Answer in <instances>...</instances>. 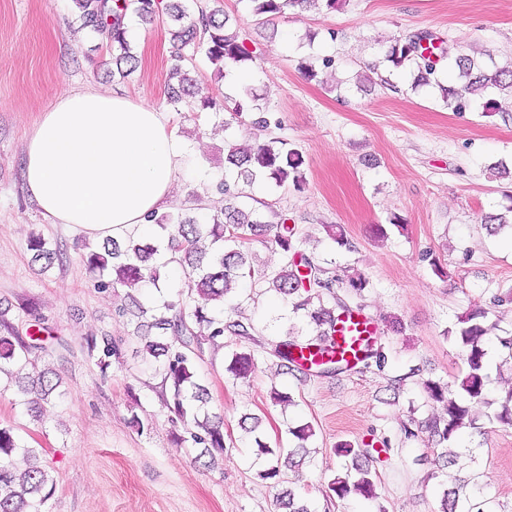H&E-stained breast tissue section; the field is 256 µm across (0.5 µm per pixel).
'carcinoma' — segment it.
Wrapping results in <instances>:
<instances>
[{
    "mask_svg": "<svg viewBox=\"0 0 512 512\" xmlns=\"http://www.w3.org/2000/svg\"><path fill=\"white\" fill-rule=\"evenodd\" d=\"M256 16L281 14L286 7L303 4L307 7H324L334 11L341 0H247ZM82 11L84 27L98 34H106L110 40L117 72L125 77L137 66L138 60L131 53L125 19L133 14L150 22L159 12V0H74ZM166 14L176 22L171 30V41L175 47L172 71L181 72L182 62L198 53L205 55L219 75L253 59L252 51L238 34L226 32L227 18L219 11L203 13L194 20L188 19L182 0H168ZM489 60H479L467 53H458L448 61L444 41L429 31H421L398 39L384 52V60L395 68L409 66L416 71L413 88L436 85L443 92L445 105L456 112H463L471 104L472 97L485 98L483 111L491 113L497 102L491 95L499 90L512 92V66H500L490 60L492 53L483 51ZM251 102L250 111L255 113L250 126L263 132L271 124L268 111L256 103L252 89H244ZM303 159L288 142L280 138H269L249 150L237 148L225 156V169L236 174V180L224 182V208L209 214L204 221L176 214L151 215V221L164 231L163 238L151 243L132 235L123 240L109 239L102 248L87 246L82 261L95 276V286L114 293L121 288L156 285L160 270L175 261L187 279V294H178L177 299L156 302L147 309L138 301L125 303L118 308L121 316L130 314L137 318H151L142 328H156V336L141 333L140 352L161 368L160 394L166 406L183 425V432L174 433L178 445L188 444L200 449L196 461L204 467L212 465L214 453H224L223 418L209 413L206 404L209 393L197 380V359L209 349L216 353L224 348V335L230 333L256 346L269 350L276 367L284 374L294 372L310 375L296 362L295 354L304 349H316L327 358L315 374L338 375L346 368L332 357L336 333V321L344 313L354 311L341 299L336 289H349L355 293L367 287V280L360 274L340 277L328 269L315 264L295 238L294 228L279 219L275 224L253 210H245L239 203V182L252 184L263 176L278 185L288 183L299 189L305 183L302 169ZM269 238L281 252V266L265 277L268 289L294 301L295 309L307 311L313 325L312 334L302 338L287 335L282 339H259L254 336L250 322L240 319L225 320L224 310L216 304L232 286L242 279L252 277L253 269L248 263L250 247L240 242L245 238L257 241ZM28 249L32 259L41 263L44 270L50 269L59 260L60 251L39 235L28 237ZM488 311L472 309L458 317L455 338L462 348L465 372L458 386L466 401L454 396L448 384L434 380L423 381L428 397L442 406V412L433 414L424 421L411 420L405 428V437L410 439L422 433L434 446L441 447L435 464L446 470L455 465V456L448 454V443L462 430L476 427L477 417L472 405L488 404L486 399V349L484 338L495 328L488 323ZM89 354L95 359L102 376H107L112 367V357L118 355V347L106 336L87 339ZM47 352L42 339L29 335V340L19 336L13 325L0 312V375L15 377L17 394L33 421L43 423L46 405L61 398L60 383L50 377L52 371L37 370L39 355ZM366 367L384 369L388 362L383 347L375 346L364 356ZM255 365L253 350L242 347L228 357L225 371L233 378L247 377ZM490 421L512 426V388L505 392L499 407L485 414ZM288 434L297 440V445L288 450L287 464L300 466L307 454L304 442L313 436L312 425L306 423L288 427ZM390 451L388 440L382 447L353 448L346 443L341 448L345 455L352 456L355 476L336 478L330 490L337 498L351 495L372 498L375 482L371 463L381 460ZM20 455L28 462L26 469L19 471L14 466V457ZM39 449L29 447L10 427H0V512H42V506L52 497L56 483L47 469L39 462ZM465 484L453 483L444 489L440 512H485V503L474 496H464ZM282 512H315L308 504L287 490L277 497Z\"/></svg>",
    "mask_w": 512,
    "mask_h": 512,
    "instance_id": "obj_1",
    "label": "carcinoma"
}]
</instances>
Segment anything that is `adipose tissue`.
Returning <instances> with one entry per match:
<instances>
[{
	"mask_svg": "<svg viewBox=\"0 0 512 512\" xmlns=\"http://www.w3.org/2000/svg\"><path fill=\"white\" fill-rule=\"evenodd\" d=\"M188 163L166 112L91 88L65 91L27 138L22 188L46 221L78 235L150 234L148 215L170 204Z\"/></svg>",
	"mask_w": 512,
	"mask_h": 512,
	"instance_id": "ef3b65f1",
	"label": "adipose tissue"
}]
</instances>
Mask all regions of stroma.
<instances>
[{"label":"stroma","instance_id":"1","mask_svg":"<svg viewBox=\"0 0 512 512\" xmlns=\"http://www.w3.org/2000/svg\"><path fill=\"white\" fill-rule=\"evenodd\" d=\"M191 17L222 10L228 27L254 54L248 86L281 122L269 136L286 139L304 159L302 190L257 178L241 204L267 221L285 217L316 264L335 273L352 270L369 281L358 298L378 318L388 356L384 370L357 369L331 377L299 379L279 374L262 348H255L251 375L225 371L238 337L225 336V350L197 362L211 406L224 420L223 458L204 469L196 449L173 444L171 414L159 394L154 365L137 354L134 325L118 315L121 294L99 291L80 254L82 236L48 223L22 191L26 133L61 89L95 87L167 112L169 125L187 144L195 166L174 184L170 211L205 202L224 205V141L254 144L249 125L223 129L206 98L223 101L229 89L203 54L187 58L191 79L184 105L169 104L173 43L166 14L145 25L130 19L138 67L128 77L114 72L104 37L81 28L74 0H0V307L19 336L31 326L45 330L46 354L38 366L58 374L66 396L48 408L47 425H34L12 391L0 387V426L14 428L29 446L42 449L53 471L54 495L45 512H277L279 488H293L318 512H435L448 481L433 464L425 437L408 439L404 428L436 407L421 382H455L464 364L452 331L459 315L474 308L496 322L486 338L490 381L499 399L512 384L502 365L498 339L512 336V303L495 306L512 292V228L489 234L482 215L502 213L512 177V96L499 109L448 110L438 92L412 91V69L392 71L378 59L389 41L429 31L449 55L493 51L512 62V0H347L339 10H285L257 18L247 0H188ZM312 44H303L305 34ZM330 59L318 78L298 68L302 58ZM400 225H392V218ZM340 225L345 244L327 231ZM57 243L63 261L49 270L32 263L30 233ZM254 275L224 301L264 337L305 326L291 300L269 292L264 276L278 268L271 245L254 244ZM399 319L400 330L389 322ZM108 336L119 347L108 378H101L86 339ZM417 376H409L410 368ZM404 376L399 392L389 387ZM288 389L294 403L272 404L270 391ZM477 426L456 447L475 449L458 461L474 474L472 490L488 512H512V428L488 421L485 405L474 408ZM263 419L271 448H291L287 427L310 423L312 452L299 469L284 470L280 487L259 478L267 465L253 438L239 427L244 414ZM139 417L136 430L131 417ZM388 440V459L375 463L372 499L337 498L328 485L344 476L349 458L335 448H360Z\"/></svg>","mask_w":512,"mask_h":512}]
</instances>
